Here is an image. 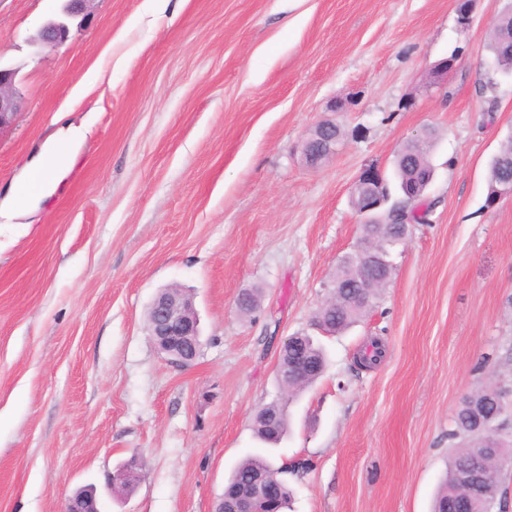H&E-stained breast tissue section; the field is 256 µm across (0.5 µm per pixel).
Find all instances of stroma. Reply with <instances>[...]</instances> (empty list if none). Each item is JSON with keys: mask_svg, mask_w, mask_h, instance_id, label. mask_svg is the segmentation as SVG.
<instances>
[{"mask_svg": "<svg viewBox=\"0 0 512 512\" xmlns=\"http://www.w3.org/2000/svg\"><path fill=\"white\" fill-rule=\"evenodd\" d=\"M94 0L55 49L35 43L62 0H0V66L22 108L0 129V195L54 131L85 124L61 189L0 229V512H211L254 453V415L281 393L297 332L324 374L288 405L273 450L292 512H431L463 397L512 383V195L488 204L512 135V75L486 48L506 0ZM455 58L446 84L434 65ZM346 132L309 168L302 144ZM437 140L436 207L391 251L351 329L313 319L360 236L352 186L398 147ZM192 293L201 349L180 368L146 321L159 291ZM261 307L236 308L243 290ZM380 337L385 357L360 368ZM138 458L137 486L112 476ZM339 125L332 119H325L320 121L310 132L306 138L305 146L308 147L309 142L317 136H322L326 146L327 153H336V148L339 146L341 140L337 139V130ZM333 154V155H334ZM512 181V138H510L493 158L488 175L489 190L502 189L504 183ZM97 503L93 493L77 491L66 499L63 512H100Z\"/></svg>", "mask_w": 512, "mask_h": 512, "instance_id": "obj_1", "label": "stroma"}]
</instances>
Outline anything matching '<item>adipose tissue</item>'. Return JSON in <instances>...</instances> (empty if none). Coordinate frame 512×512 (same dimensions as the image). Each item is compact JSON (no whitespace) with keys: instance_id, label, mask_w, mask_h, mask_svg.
<instances>
[{"instance_id":"ef3b65f1","label":"adipose tissue","mask_w":512,"mask_h":512,"mask_svg":"<svg viewBox=\"0 0 512 512\" xmlns=\"http://www.w3.org/2000/svg\"><path fill=\"white\" fill-rule=\"evenodd\" d=\"M86 135L84 125L67 123L56 128L43 148L28 163L30 173L40 175L39 185L28 193L9 188L0 198V224L10 225L33 210L61 186L74 166L77 152Z\"/></svg>"}]
</instances>
